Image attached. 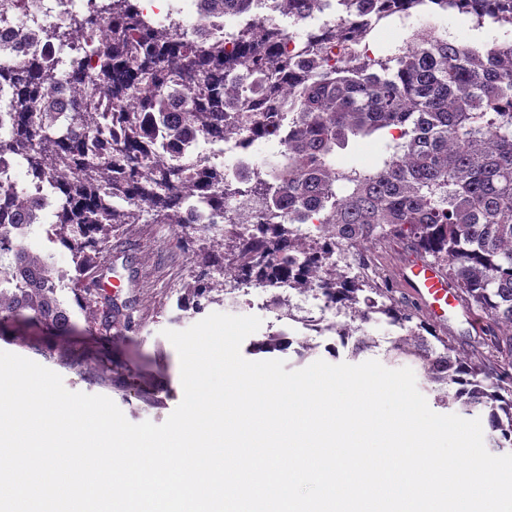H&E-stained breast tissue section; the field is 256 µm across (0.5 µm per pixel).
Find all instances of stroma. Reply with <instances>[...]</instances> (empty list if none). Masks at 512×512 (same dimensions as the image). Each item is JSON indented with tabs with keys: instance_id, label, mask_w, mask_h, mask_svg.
<instances>
[{
	"instance_id": "1",
	"label": "stroma",
	"mask_w": 512,
	"mask_h": 512,
	"mask_svg": "<svg viewBox=\"0 0 512 512\" xmlns=\"http://www.w3.org/2000/svg\"><path fill=\"white\" fill-rule=\"evenodd\" d=\"M178 235L170 224H129L113 237L108 266L98 270L97 276L106 279L116 274L125 282L116 302L130 305L132 327L123 336L115 338L100 326H88L73 291L65 288L60 297L74 324L72 331L59 336L45 327L18 321L0 335V351L55 371L70 391L111 398L130 422L161 424L183 397L179 356L165 330H185L214 312L252 314L261 318L262 325L243 341L241 354L245 359L259 360L254 343L269 333H280L288 345L273 357L284 361L286 370H298L319 359L355 365L376 360L390 369L411 368L418 390L429 395L431 385L424 377L421 360L393 350L392 341L400 330L385 320L363 325L362 335L374 338L375 344L361 349L356 339L344 344L335 331L310 333L301 323L283 316L281 302L299 300L285 289L264 292L261 305L254 307L216 290L212 302L196 309L191 286L200 272L199 260L194 247L179 244ZM414 253L407 240L391 239L364 252L349 251L345 262L355 268L366 259H377L382 264L381 278L391 282L397 264ZM465 309L464 316L449 318L440 337L448 341L454 354L481 362L490 380L512 376V367H504L498 352L493 321L474 304H466ZM306 343L311 346L307 352L302 349Z\"/></svg>"
}]
</instances>
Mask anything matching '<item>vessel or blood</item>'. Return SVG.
Here are the masks:
<instances>
[{
	"mask_svg": "<svg viewBox=\"0 0 512 512\" xmlns=\"http://www.w3.org/2000/svg\"><path fill=\"white\" fill-rule=\"evenodd\" d=\"M399 282L405 292L419 304L436 325L447 326L448 317L461 306L460 296L448 274L436 264L419 257H409L400 263Z\"/></svg>",
	"mask_w": 512,
	"mask_h": 512,
	"instance_id": "1",
	"label": "vessel or blood"
}]
</instances>
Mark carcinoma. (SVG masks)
<instances>
[{
	"instance_id": "carcinoma-1",
	"label": "carcinoma",
	"mask_w": 512,
	"mask_h": 512,
	"mask_svg": "<svg viewBox=\"0 0 512 512\" xmlns=\"http://www.w3.org/2000/svg\"><path fill=\"white\" fill-rule=\"evenodd\" d=\"M93 7L72 17L64 30L47 23V38L69 49L65 59L44 56L35 62L20 51L22 35L0 34V88L11 91L10 126L0 132V159L26 168L55 198L47 234L72 255L71 289L83 290L87 275L111 247L112 233L127 224H176L212 244L205 267L239 266L255 278L288 282L304 295L315 290L340 311L368 322L381 315L406 334L393 341L402 354L422 360L425 377L439 385L438 400L459 404L467 414L489 415L498 448H512V385L487 382L483 368L451 355L438 337L437 351L411 326L414 313L400 307L391 288H372L380 302L360 297L367 276H348L337 262L325 263L316 287L298 269L319 259V240L303 242L301 224L310 214L326 216L322 235L341 253L391 236L411 239L415 248L448 267V278L476 307L503 328L512 356V41L465 45L434 37L427 28L409 41L419 50L372 58L362 41L345 47L329 63L333 34L302 40L296 54L275 61L269 51L287 32L264 29L242 60L260 101H276L279 75L296 86L286 111L274 106L257 113L251 134L273 126L272 139L284 162L263 175L243 172L232 185L224 166L212 161L223 150L204 154L200 144L238 140L239 120L249 98L225 88L224 40L196 30L200 49L186 46L183 30L144 19L131 0H92ZM280 15L299 20L316 0H272ZM391 0H327L338 18L357 16L362 37L389 10ZM478 0H443L447 11L470 14L477 25L490 19L512 29V0H491L489 10L474 11ZM198 16L245 18L254 0H197ZM30 0H0V14L28 15ZM110 18L105 48L81 52L77 44L100 21ZM94 67L95 78L83 76ZM128 98L139 109L128 112ZM388 134L387 153L371 169L336 165V151L352 137ZM194 169L206 192L183 197L179 189ZM14 187L0 185V210L12 222L0 223V330L15 321L49 326L63 334L71 317L59 300L64 275L53 254L32 249L17 228L38 226L42 208L16 202ZM247 198L259 206L249 233L234 231L216 242L210 225H194L189 212L223 215L224 201ZM228 254H216L213 248ZM223 283L201 274L192 286L199 300ZM88 324L120 333L130 314L82 303Z\"/></svg>"
}]
</instances>
